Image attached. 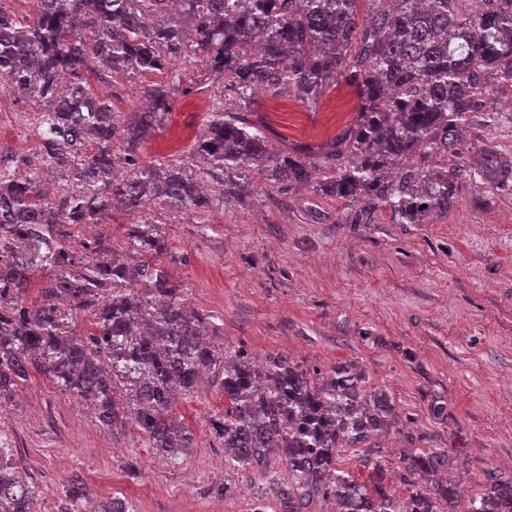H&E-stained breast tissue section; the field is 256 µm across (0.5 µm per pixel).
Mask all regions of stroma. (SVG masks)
I'll list each match as a JSON object with an SVG mask.
<instances>
[{
	"label": "stroma",
	"instance_id": "35a3bbf8",
	"mask_svg": "<svg viewBox=\"0 0 512 512\" xmlns=\"http://www.w3.org/2000/svg\"><path fill=\"white\" fill-rule=\"evenodd\" d=\"M180 80L183 91L141 148L142 162L192 160L210 112L223 109L219 85L187 64L172 70L91 78L114 111L143 109L142 85ZM501 108L470 114L449 164L483 147L512 157V88L496 92ZM356 87H328L315 104L257 92L245 116L266 129L274 153L317 154L354 123ZM42 102L0 85V157L36 158ZM243 200L215 199L206 219L153 213L168 245L158 261L183 284L189 308L219 326L216 347L256 356L282 354L306 371L352 362L367 390H383L413 423L362 448H346L340 468L368 478L382 464L393 493L413 438L448 453L447 477L462 482L456 510L468 512L487 473L512 469V188L462 182L447 214L427 224H399L388 208L368 224L354 221L355 203L300 188L282 195L255 178ZM448 414L435 418L433 399ZM220 373L203 377L178 398L174 415L193 446L178 459L155 455L137 427L110 432L86 403L30 372L0 404V432L14 461L42 487L38 512H54L62 482L81 474L95 498L119 497L134 512H251L262 500L279 512L277 488L259 473L229 465L209 417L224 409ZM138 464L128 475V461ZM235 488L221 499L206 491Z\"/></svg>",
	"mask_w": 512,
	"mask_h": 512
}]
</instances>
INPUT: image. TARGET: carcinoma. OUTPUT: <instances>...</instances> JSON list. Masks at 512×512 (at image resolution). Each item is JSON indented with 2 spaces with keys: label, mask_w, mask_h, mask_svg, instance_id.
<instances>
[{
  "label": "carcinoma",
  "mask_w": 512,
  "mask_h": 512,
  "mask_svg": "<svg viewBox=\"0 0 512 512\" xmlns=\"http://www.w3.org/2000/svg\"><path fill=\"white\" fill-rule=\"evenodd\" d=\"M23 20L0 6V79L41 99L42 152L19 175L0 168V403L29 373L90 402L98 423L135 425L161 457L192 447L173 415L178 393L193 394L208 372L222 374L227 407L209 423L233 466L261 473L280 460L288 483L280 512H308L315 498L338 512H456L457 487L438 476L448 456L416 449L399 471L405 496L392 493L380 464L369 480L336 466L342 448L392 427L395 405L369 392L362 369L338 363L309 373L286 355L254 358L206 339L210 317L185 305L184 288L156 263L112 261L103 241L82 244L74 273L73 224H98L117 204L135 217L125 235L141 254H161L154 205L206 215L213 199L181 164L141 163L140 146L179 91L143 86L151 108L123 121L100 100L88 75L162 72L202 64L240 108L256 89L314 103L338 82L357 86L354 124L316 164L269 149L264 128L239 112L212 113L194 154L206 176L239 199L249 173L285 192L310 185L361 205L358 221L390 208L402 224L450 211L465 178L512 187V158L491 147L453 167L429 165L456 152L473 112L496 111L494 90L512 86V0H34ZM367 4L371 18L361 16ZM122 141L130 179L115 183L114 140ZM419 158L421 163L410 162ZM73 169L79 190L57 200L41 191V171ZM37 299L26 294L37 275ZM87 333L72 328L76 313ZM39 487L0 447V512H37ZM89 490L77 475L63 485L56 512H81ZM468 512H512V471L491 476Z\"/></svg>",
  "instance_id": "carcinoma-1"
}]
</instances>
